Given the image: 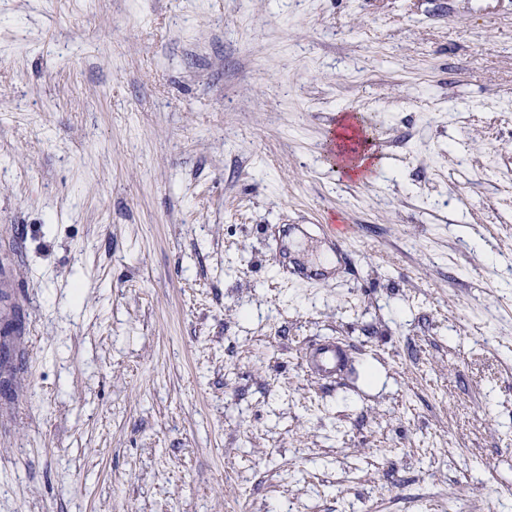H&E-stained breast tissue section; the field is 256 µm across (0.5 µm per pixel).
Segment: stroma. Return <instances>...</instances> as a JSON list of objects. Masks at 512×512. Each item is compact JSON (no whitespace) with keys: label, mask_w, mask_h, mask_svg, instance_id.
Here are the masks:
<instances>
[{"label":"stroma","mask_w":512,"mask_h":512,"mask_svg":"<svg viewBox=\"0 0 512 512\" xmlns=\"http://www.w3.org/2000/svg\"><path fill=\"white\" fill-rule=\"evenodd\" d=\"M4 290L0 512H512V0H0ZM292 232V227L288 224L283 225L278 231L276 246L273 249L272 263L274 268L287 275V277L299 278L302 280H319L326 276L327 271L323 269H311L297 263H292L288 255V236ZM305 370L330 383L347 369L349 354L343 343L336 339H321L309 345L303 353Z\"/></svg>","instance_id":"1"}]
</instances>
